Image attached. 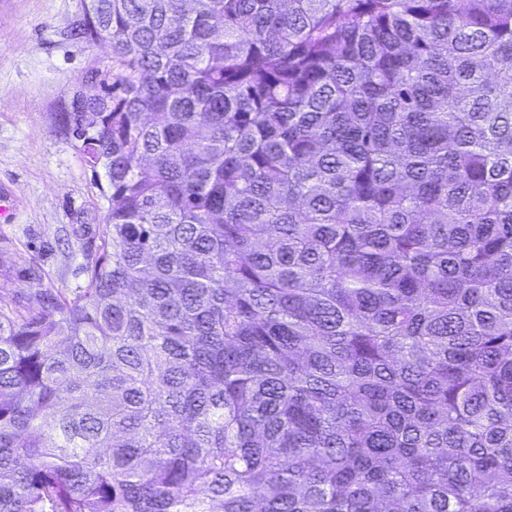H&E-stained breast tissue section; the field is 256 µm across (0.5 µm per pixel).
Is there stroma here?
Wrapping results in <instances>:
<instances>
[{
  "label": "stroma",
  "instance_id": "35a3bbf8",
  "mask_svg": "<svg viewBox=\"0 0 512 512\" xmlns=\"http://www.w3.org/2000/svg\"><path fill=\"white\" fill-rule=\"evenodd\" d=\"M88 0H0V190L15 205L0 220V301L34 305L47 290L83 285L107 203L55 117L86 74L111 62L72 28Z\"/></svg>",
  "mask_w": 512,
  "mask_h": 512
}]
</instances>
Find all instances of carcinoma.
I'll return each mask as SVG.
<instances>
[{"label": "carcinoma", "instance_id": "cac0c4a2", "mask_svg": "<svg viewBox=\"0 0 512 512\" xmlns=\"http://www.w3.org/2000/svg\"><path fill=\"white\" fill-rule=\"evenodd\" d=\"M74 34L112 50L55 122L105 231L0 307V512H512V0Z\"/></svg>", "mask_w": 512, "mask_h": 512}]
</instances>
